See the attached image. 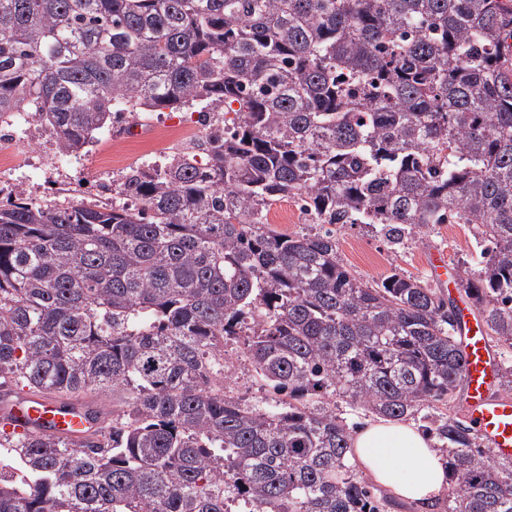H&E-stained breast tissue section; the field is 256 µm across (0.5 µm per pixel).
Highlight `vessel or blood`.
<instances>
[{
  "label": "vessel or blood",
  "instance_id": "obj_1",
  "mask_svg": "<svg viewBox=\"0 0 512 512\" xmlns=\"http://www.w3.org/2000/svg\"><path fill=\"white\" fill-rule=\"evenodd\" d=\"M436 281H444L456 295L457 336L463 353L461 403L471 426L499 459L512 461V398L501 394V362L491 348L481 317L462 289L455 271L444 256L430 267ZM10 416L0 424L8 432L42 433L77 440L94 427L86 408L65 404L50 394L11 400Z\"/></svg>",
  "mask_w": 512,
  "mask_h": 512
}]
</instances>
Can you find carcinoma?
Segmentation results:
<instances>
[{"label": "carcinoma", "instance_id": "obj_1", "mask_svg": "<svg viewBox=\"0 0 512 512\" xmlns=\"http://www.w3.org/2000/svg\"><path fill=\"white\" fill-rule=\"evenodd\" d=\"M199 112L202 142L127 168L107 202L0 199V404L128 393L75 443L0 430V512H385L351 462L352 409L420 414L448 466L421 512H512V462L458 397L453 302L376 286L329 229L395 247L473 226L457 264L512 348V0H0V120L63 154ZM267 387L231 386L230 342Z\"/></svg>", "mask_w": 512, "mask_h": 512}]
</instances>
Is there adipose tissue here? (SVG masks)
<instances>
[{
    "instance_id": "1",
    "label": "adipose tissue",
    "mask_w": 512,
    "mask_h": 512,
    "mask_svg": "<svg viewBox=\"0 0 512 512\" xmlns=\"http://www.w3.org/2000/svg\"><path fill=\"white\" fill-rule=\"evenodd\" d=\"M351 445L356 467L397 499L426 502L448 485L444 459L412 423L369 422L356 431Z\"/></svg>"
}]
</instances>
